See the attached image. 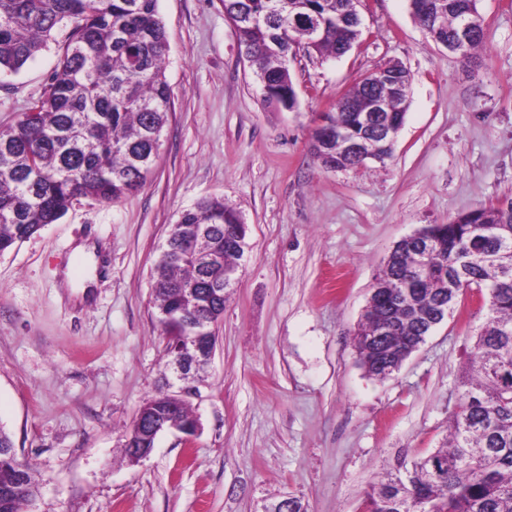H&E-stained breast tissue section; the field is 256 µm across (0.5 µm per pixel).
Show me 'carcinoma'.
<instances>
[{
  "label": "carcinoma",
  "instance_id": "cac0c4a2",
  "mask_svg": "<svg viewBox=\"0 0 512 512\" xmlns=\"http://www.w3.org/2000/svg\"><path fill=\"white\" fill-rule=\"evenodd\" d=\"M158 0H0V75L16 74L34 60L52 33L69 28L65 50L33 109L0 130V254L61 219L73 202L116 203L140 188L151 171L172 110L165 77L168 52ZM241 51L261 85L264 100L289 109L293 84L289 60L302 45L322 57L345 54L358 37L354 0H223ZM412 12L423 28L457 42L464 60L486 41L478 28L461 36L456 17L473 0H426ZM318 15L315 39L293 16ZM381 95L389 116L403 123L406 110L393 87L358 82L314 129L320 140L341 129L367 139L366 151L389 157L393 147L372 139L354 102ZM322 166L351 168L362 160L317 152ZM242 223L224 199L205 198L181 211L161 245L152 272L157 321L172 339L208 336L224 314L209 289L239 269L246 242L226 230ZM206 232L224 253L210 269L188 255ZM420 254L396 247L374 287V301L353 344L364 371L383 379L397 371L453 310L459 293L474 288L489 305L460 378L457 410L442 446L382 474L366 494V512H512V210L484 205L452 224H426ZM197 290L198 308L183 305L185 289ZM35 477L21 467L10 434L0 427V512H23L34 496Z\"/></svg>",
  "mask_w": 512,
  "mask_h": 512
}]
</instances>
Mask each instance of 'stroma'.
Here are the masks:
<instances>
[{
    "mask_svg": "<svg viewBox=\"0 0 512 512\" xmlns=\"http://www.w3.org/2000/svg\"><path fill=\"white\" fill-rule=\"evenodd\" d=\"M362 37L336 58L290 61L298 106L264 103L223 0H158L172 110L146 182L114 204L73 203L0 256V425L38 483L24 512H362L378 477L442 444L474 335L476 291L392 376H367L353 333L393 246L426 224L512 198V0H480L487 40L469 59L436 44L408 0H357ZM65 29L0 78V129L40 97ZM399 62L410 105L392 156L328 171L315 114ZM223 198L243 218V272L214 356L187 402L201 424L161 432L132 464L124 436L165 390L150 273L180 212ZM97 247L89 297L65 273Z\"/></svg>",
    "mask_w": 512,
    "mask_h": 512,
    "instance_id": "1",
    "label": "stroma"
}]
</instances>
